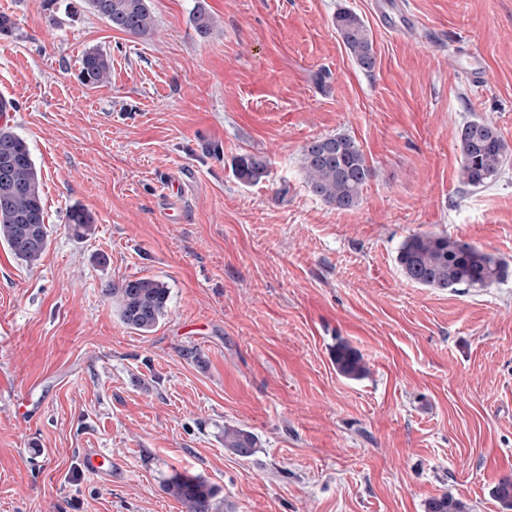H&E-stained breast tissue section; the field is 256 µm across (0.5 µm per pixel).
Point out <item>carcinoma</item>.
<instances>
[{
  "mask_svg": "<svg viewBox=\"0 0 512 512\" xmlns=\"http://www.w3.org/2000/svg\"><path fill=\"white\" fill-rule=\"evenodd\" d=\"M81 7L104 19L109 26L126 34L146 36L154 26L149 0H81ZM197 34H212L213 18L199 4L193 14ZM336 31L358 66L371 72L376 66L373 40L364 20L351 11L340 12ZM110 58L100 50L84 54L81 80L91 87L109 81ZM456 140L461 154L460 178L471 187L493 182L502 167L507 147L490 123L474 119L459 125ZM8 153V181H3V153ZM301 164L310 193L337 210H352L359 204L364 185L374 175L364 153L346 135L313 139L301 150ZM237 176L246 183L258 182L268 174L266 157L241 158ZM71 236L85 240L95 232V219L89 210L72 206L66 213ZM0 242L20 260L33 265L51 243V228L45 223L42 179L26 141L7 127L0 128ZM396 261L405 279L427 288L455 291L482 288L507 275L508 265L481 248L446 234L422 233L408 237L400 246ZM122 324L140 333H149L164 318L169 288L153 277L126 279L108 289ZM334 361L345 377L359 379L366 366L359 352L347 344L336 346ZM224 447L245 457L257 447L250 431L224 428ZM166 493L185 507L186 512H219L217 490L202 476L174 472L163 480ZM427 512H465V505L443 494L429 500Z\"/></svg>",
  "mask_w": 512,
  "mask_h": 512,
  "instance_id": "obj_1",
  "label": "carcinoma"
}]
</instances>
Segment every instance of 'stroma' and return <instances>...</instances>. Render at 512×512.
Returning <instances> with one entry per match:
<instances>
[{
    "instance_id": "obj_1",
    "label": "stroma",
    "mask_w": 512,
    "mask_h": 512,
    "mask_svg": "<svg viewBox=\"0 0 512 512\" xmlns=\"http://www.w3.org/2000/svg\"><path fill=\"white\" fill-rule=\"evenodd\" d=\"M401 35L371 0H149L152 34L112 30L79 0H0V114L42 177L51 244L33 265L0 244V512H184L162 484L188 470L223 512H426L449 493L504 512L512 478V0H410ZM204 5L209 37L192 25ZM359 15L377 65L334 25ZM477 45L483 83L456 48ZM112 60L100 87L86 51ZM484 119L509 154L462 184L455 131ZM351 137L374 169L360 204L312 195L309 140ZM270 173L247 184L240 157ZM75 204L94 234L64 228ZM433 232L505 261L484 288L408 282L396 254ZM170 291L148 334L108 288ZM346 343L367 373L342 376ZM251 431L240 457L224 430ZM112 475L84 468L86 449ZM335 25L345 48L358 66L367 72L373 71L376 56L370 30L364 20L356 13L344 11L336 15ZM111 74L110 58L100 50H91L84 54L80 70L85 85L98 87L109 81Z\"/></svg>"
}]
</instances>
